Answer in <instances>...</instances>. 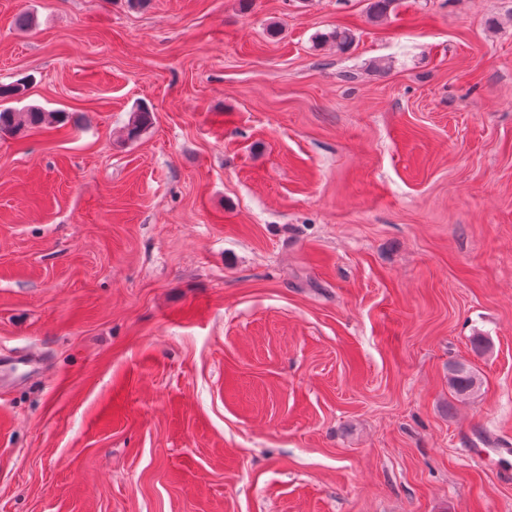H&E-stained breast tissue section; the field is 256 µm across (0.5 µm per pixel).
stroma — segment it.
Returning a JSON list of instances; mask_svg holds the SVG:
<instances>
[{
    "mask_svg": "<svg viewBox=\"0 0 512 512\" xmlns=\"http://www.w3.org/2000/svg\"><path fill=\"white\" fill-rule=\"evenodd\" d=\"M368 4L0 0V512H512V0ZM53 121L62 124L65 115L61 112H43L37 107L28 108L26 112H14L10 107H5L0 109V134H17L25 128L40 127ZM23 364L36 370V363L28 352H15L0 355V383L13 378L15 369ZM480 372L467 362H456L448 367V387L452 396L462 402L474 398L481 391Z\"/></svg>",
    "mask_w": 512,
    "mask_h": 512,
    "instance_id": "stroma-1",
    "label": "stroma"
}]
</instances>
